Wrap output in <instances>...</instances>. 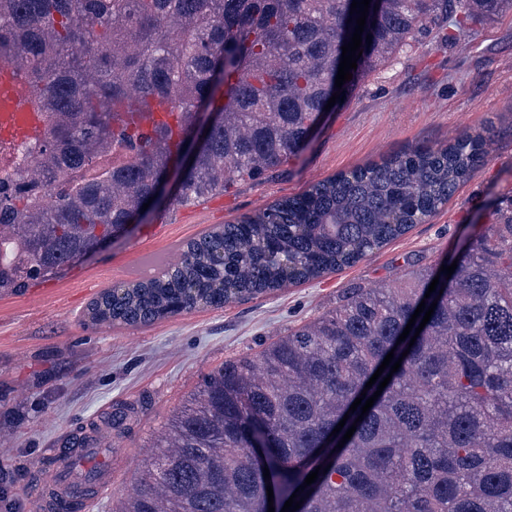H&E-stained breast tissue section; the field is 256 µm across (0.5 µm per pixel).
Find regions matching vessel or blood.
Returning a JSON list of instances; mask_svg holds the SVG:
<instances>
[{"instance_id":"1","label":"vessel or blood","mask_w":512,"mask_h":512,"mask_svg":"<svg viewBox=\"0 0 512 512\" xmlns=\"http://www.w3.org/2000/svg\"><path fill=\"white\" fill-rule=\"evenodd\" d=\"M46 115L28 92L26 76L12 62L0 60V144H22L42 136ZM74 476L61 470L57 499H46L45 512H67Z\"/></svg>"}]
</instances>
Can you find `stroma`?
Segmentation results:
<instances>
[{
  "label": "stroma",
  "instance_id": "1",
  "mask_svg": "<svg viewBox=\"0 0 512 512\" xmlns=\"http://www.w3.org/2000/svg\"><path fill=\"white\" fill-rule=\"evenodd\" d=\"M486 136V158L423 223L353 266L298 285L199 308L145 326L99 323L101 292L177 260L190 239L353 168L463 134ZM512 197V9L445 39L417 33L391 60L325 112L298 157L201 202L151 210L132 233L63 276L0 297V512H38L58 478L56 449L102 437L100 458L74 474L112 467L87 512H112L142 474L170 416L229 360L259 353L335 308L349 289L390 288L452 264L488 233Z\"/></svg>",
  "mask_w": 512,
  "mask_h": 512
}]
</instances>
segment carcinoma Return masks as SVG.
Instances as JSON below:
<instances>
[{"mask_svg":"<svg viewBox=\"0 0 512 512\" xmlns=\"http://www.w3.org/2000/svg\"><path fill=\"white\" fill-rule=\"evenodd\" d=\"M511 1L369 5L362 36L372 42L342 90L424 25L447 27L453 41ZM350 8L0 0V58L26 72L48 117L0 177V295L64 274L142 211L202 109L221 118L173 207L298 156L336 92L357 27ZM155 100L170 104V120L144 126L139 109ZM483 144L463 135L318 181L189 240L160 275L102 292L92 318L147 325L351 266L447 204L482 165ZM494 215L493 233L470 244L429 298L435 270L403 288H353L316 320L209 374L112 512H267L269 485L278 512L294 493L296 512H512V199ZM434 301L421 332L397 342L418 305ZM391 351L399 370L365 389ZM389 374L366 414L349 412ZM318 467L327 472L298 490Z\"/></svg>","mask_w":512,"mask_h":512,"instance_id":"obj_1","label":"carcinoma"}]
</instances>
